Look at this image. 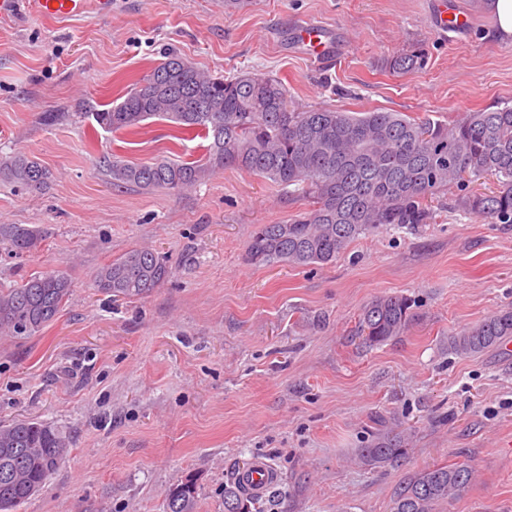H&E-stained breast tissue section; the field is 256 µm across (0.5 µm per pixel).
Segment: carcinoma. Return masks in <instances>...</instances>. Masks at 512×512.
Here are the masks:
<instances>
[{
	"instance_id": "obj_1",
	"label": "carcinoma",
	"mask_w": 512,
	"mask_h": 512,
	"mask_svg": "<svg viewBox=\"0 0 512 512\" xmlns=\"http://www.w3.org/2000/svg\"><path fill=\"white\" fill-rule=\"evenodd\" d=\"M421 64L414 54L389 61L397 73ZM157 118L184 134H211L204 161L157 159L136 163L112 154L103 170L115 187L179 193L227 167L268 179L307 208L278 224H258L247 242L250 260L289 266L329 265L360 235L380 227H417L433 221L432 199L454 191L453 207L492 224H512V104L466 112L448 123L414 119L401 112H349L295 107L280 78L256 70L236 77L213 76L171 50L119 103L93 113L111 131L141 128ZM50 171L24 153L0 156V182L22 191L47 184ZM487 177L493 191L470 189ZM45 241L34 224H0V246L34 253ZM172 266L150 249H131L101 266L94 288L114 300L141 298L168 280ZM72 291L68 272L53 270L11 288H0V332L33 336L52 322ZM413 300L381 296L367 305L358 331L379 345L407 328ZM512 337V307L448 337L457 355L496 348ZM68 452L51 425L18 419L0 426V512H17L45 487ZM400 437L379 433L357 450L370 468L405 458ZM473 478L468 466L422 470L399 485L392 512H432ZM193 478L169 490L166 512H197ZM224 512H249L238 489L224 492Z\"/></svg>"
}]
</instances>
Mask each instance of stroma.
<instances>
[{
  "instance_id": "35a3bbf8",
  "label": "stroma",
  "mask_w": 512,
  "mask_h": 512,
  "mask_svg": "<svg viewBox=\"0 0 512 512\" xmlns=\"http://www.w3.org/2000/svg\"><path fill=\"white\" fill-rule=\"evenodd\" d=\"M471 23L444 33L437 0H113L110 17L0 20V155L24 152L52 177L26 192L0 182V224H36L40 252L0 248V285L67 271L73 292L36 335H0V424L47 422L69 454L19 512H166L197 480L198 512H224L239 465L280 472L251 512H391L392 495L426 467L466 465L473 482L436 512H512V347L467 357L448 337L512 307V226L433 202L434 223L376 229L335 263L254 264L258 224L304 209L270 181L227 168L179 195L112 186L105 153L133 162L196 160L207 138L99 127L111 107L175 49L227 77L262 70L296 105L379 109L447 121L512 102V41L488 39L479 0H454ZM319 23L325 55L297 23ZM423 53L403 74L387 61ZM44 112L60 113L51 125ZM168 255L173 275L146 297L111 300L97 269L128 250ZM415 301L403 336L366 346L363 308ZM408 454L369 469L354 460L375 417Z\"/></svg>"
}]
</instances>
